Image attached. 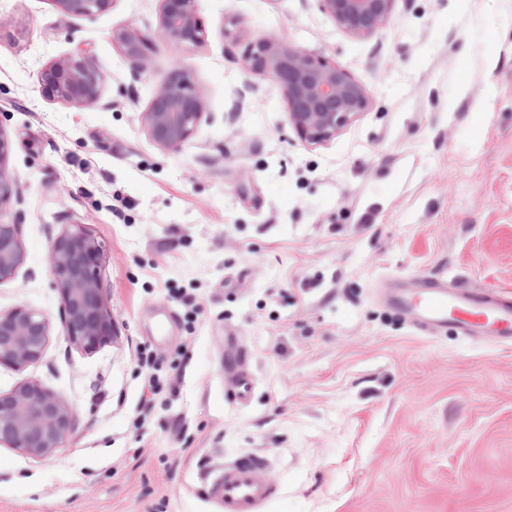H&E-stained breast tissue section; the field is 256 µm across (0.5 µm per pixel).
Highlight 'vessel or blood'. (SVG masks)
I'll list each match as a JSON object with an SVG mask.
<instances>
[{"label": "vessel or blood", "mask_w": 512, "mask_h": 512, "mask_svg": "<svg viewBox=\"0 0 512 512\" xmlns=\"http://www.w3.org/2000/svg\"><path fill=\"white\" fill-rule=\"evenodd\" d=\"M389 309L415 330L436 335L445 330L472 341L512 346V293L493 290L482 293L451 291L441 279L420 281L416 290L396 289L384 293ZM236 375L224 396L241 403L250 395L252 377L231 364ZM264 459L239 457L225 463L212 481L210 494L220 500L221 512H269L278 492L258 476Z\"/></svg>", "instance_id": "1"}]
</instances>
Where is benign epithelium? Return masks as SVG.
Listing matches in <instances>:
<instances>
[{
    "mask_svg": "<svg viewBox=\"0 0 512 512\" xmlns=\"http://www.w3.org/2000/svg\"><path fill=\"white\" fill-rule=\"evenodd\" d=\"M66 17H88L108 11L112 0H54ZM198 0H161V32L181 47L204 40ZM323 10L347 32L369 36L390 20L394 0H321ZM112 42L135 64L145 61L147 44L137 34L116 30ZM243 68L274 77L282 87L287 120L305 142L326 141L365 111L368 99L347 70L311 51L284 40L260 39L249 45ZM103 75L79 55L46 67L40 91L50 100L93 105L102 94ZM204 115L201 95L175 69L163 81L142 123L158 147L173 150L194 133ZM10 143L0 131V214L18 195L15 180L5 168ZM99 246L86 233L60 236L48 262L60 289L67 339L93 352L112 341L114 327L99 278ZM22 262L19 225L0 222V282L14 276ZM49 322L40 312L18 306L0 313V365L23 369L39 360L47 347ZM74 413L53 392L32 380L0 394V444L29 455L42 456L60 447L73 429Z\"/></svg>",
    "mask_w": 512,
    "mask_h": 512,
    "instance_id": "obj_1",
    "label": "benign epithelium"
}]
</instances>
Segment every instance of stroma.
<instances>
[{
  "label": "stroma",
  "instance_id": "1",
  "mask_svg": "<svg viewBox=\"0 0 512 512\" xmlns=\"http://www.w3.org/2000/svg\"><path fill=\"white\" fill-rule=\"evenodd\" d=\"M205 37L161 34L160 0L68 18L54 0H0V130L20 199L23 261L0 312L49 321L41 359L0 365V394L31 379L76 416L43 456L0 444V512H221L223 461L259 455L271 512H512V348L424 336L374 296L419 275L512 290V0H394L369 37L320 0H198ZM148 41L135 66L112 42ZM335 62L365 112L298 140L283 90L245 72L260 38ZM105 78L92 106L44 99L45 66L78 54ZM205 115L178 149L144 112L172 70ZM84 230L114 324L86 352L65 337L48 265ZM199 295L192 313L180 303ZM247 353L243 404L224 401L225 336ZM159 394L141 400L140 352Z\"/></svg>",
  "mask_w": 512,
  "mask_h": 512
}]
</instances>
